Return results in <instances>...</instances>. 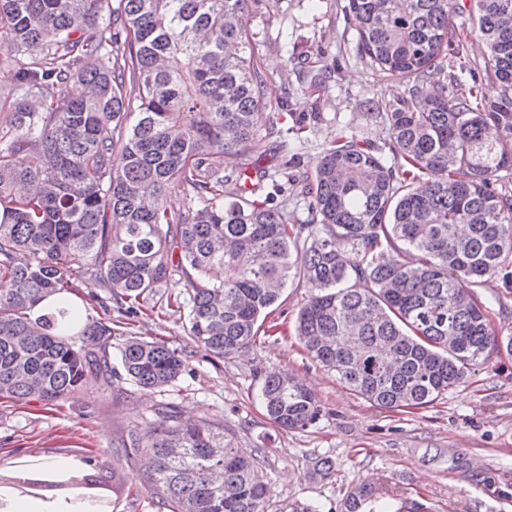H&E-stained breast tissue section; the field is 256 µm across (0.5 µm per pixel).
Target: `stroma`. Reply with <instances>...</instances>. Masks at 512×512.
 <instances>
[{
    "label": "stroma",
    "instance_id": "stroma-1",
    "mask_svg": "<svg viewBox=\"0 0 512 512\" xmlns=\"http://www.w3.org/2000/svg\"><path fill=\"white\" fill-rule=\"evenodd\" d=\"M345 3L276 0L273 7L248 14L262 67L272 79L264 111L281 128L301 126L303 149L296 161L301 172L310 171L313 157L339 130L362 133L378 145L388 139L385 126L367 117V102L392 100L397 90L359 61ZM301 37L313 64L328 63L339 72L323 97V116L315 120L307 104L290 112L279 108L282 87L299 83L290 52ZM477 294L494 305L496 334L512 335V291L491 279ZM308 296L305 282L289 286L275 313L277 329L264 342L224 359L192 340L185 315L171 311L159 320L132 319L128 333L182 349L188 357L185 372L161 393L94 380L57 406L0 399V474L21 460L88 459L113 512H170L144 483V456L113 451L150 405L169 401L185 418L223 422L225 434L240 446L261 448L268 512H284L295 500L319 505L321 512H345L348 494L363 480L378 482L401 499L429 502L437 512H512V353L492 352L470 367L464 383L425 407L383 409L355 395L303 348L294 326ZM274 369L296 376L314 392L322 408L316 425L289 432L266 417L255 394L264 374ZM324 454L336 462L327 479L314 475L311 466Z\"/></svg>",
    "mask_w": 512,
    "mask_h": 512
}]
</instances>
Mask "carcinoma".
<instances>
[{
    "label": "carcinoma",
    "instance_id": "obj_1",
    "mask_svg": "<svg viewBox=\"0 0 512 512\" xmlns=\"http://www.w3.org/2000/svg\"><path fill=\"white\" fill-rule=\"evenodd\" d=\"M264 1L0 0V65L21 90L0 107L1 398L55 406L89 371L160 392L188 367L182 351L132 335L110 354L125 335L112 305L181 309L193 339L228 358L256 343L297 279L310 288L295 327L308 354L379 407L431 404L492 348L512 352L475 292L491 278L512 288V0H474L480 62L457 33L458 0H347L358 58L401 93L371 101L383 146L340 130L306 176L288 172L290 131L260 112L271 78L247 14ZM303 74L320 92L335 69ZM69 80L82 95L57 98ZM306 89L283 88L281 107ZM271 154L281 162L263 164ZM281 177L308 223L274 203ZM82 288L102 314L72 302ZM48 298L55 310L33 316ZM258 398L284 430L322 416L310 389L276 371ZM118 447L150 457L146 484L172 512H267L261 449L221 423L160 401ZM335 467L319 455L313 471ZM37 479L80 490V512L101 502L80 469L13 471L16 488ZM397 499L364 480L345 509Z\"/></svg>",
    "mask_w": 512,
    "mask_h": 512
}]
</instances>
